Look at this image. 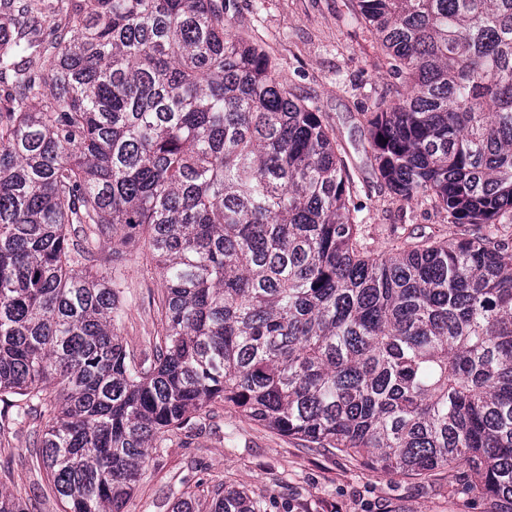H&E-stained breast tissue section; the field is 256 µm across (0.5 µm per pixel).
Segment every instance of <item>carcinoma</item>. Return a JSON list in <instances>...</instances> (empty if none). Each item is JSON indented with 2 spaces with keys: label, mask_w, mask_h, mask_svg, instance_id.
<instances>
[{
  "label": "carcinoma",
  "mask_w": 512,
  "mask_h": 512,
  "mask_svg": "<svg viewBox=\"0 0 512 512\" xmlns=\"http://www.w3.org/2000/svg\"><path fill=\"white\" fill-rule=\"evenodd\" d=\"M231 0H0V403L46 417L69 512H125L163 435L207 408L512 512V0H355L395 89L381 180L479 233L374 256L314 104L224 33ZM122 228L162 276L131 357ZM172 512H264L226 487Z\"/></svg>",
  "instance_id": "obj_1"
}]
</instances>
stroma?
Wrapping results in <instances>:
<instances>
[{"label":"stroma","instance_id":"35a3bbf8","mask_svg":"<svg viewBox=\"0 0 512 512\" xmlns=\"http://www.w3.org/2000/svg\"><path fill=\"white\" fill-rule=\"evenodd\" d=\"M229 34L258 41L291 94L312 100L349 166L368 249L389 254L422 236L452 240L472 225L452 224L445 211L421 199L404 201L375 169L366 113L389 99L396 80L387 59L354 18L351 0H234ZM94 268L119 269L126 315L118 332L128 352L142 357L162 332L163 285L147 249L105 238ZM45 422L0 418V491L23 498L29 512H65L45 471L31 456ZM235 486L263 500L266 512H484L483 500L448 492V475L428 480L391 476L338 451L305 447L232 407L204 413L190 431L167 434L152 451L126 512H171L180 494Z\"/></svg>","mask_w":512,"mask_h":512}]
</instances>
